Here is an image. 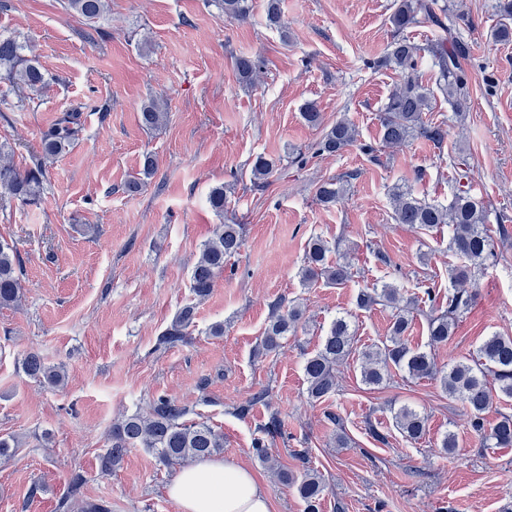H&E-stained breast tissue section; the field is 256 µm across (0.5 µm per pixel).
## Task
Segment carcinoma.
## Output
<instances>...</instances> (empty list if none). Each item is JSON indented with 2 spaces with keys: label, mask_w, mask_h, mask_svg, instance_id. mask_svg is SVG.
<instances>
[{
  "label": "carcinoma",
  "mask_w": 512,
  "mask_h": 512,
  "mask_svg": "<svg viewBox=\"0 0 512 512\" xmlns=\"http://www.w3.org/2000/svg\"><path fill=\"white\" fill-rule=\"evenodd\" d=\"M224 16L244 19L249 13L248 0H223ZM438 0H399L390 18L396 36L387 47L382 64L397 71L401 80L391 91L381 115L382 141L386 145L402 146L414 137H423L435 146L442 147L448 138V124L424 121L423 114L432 108L433 93L419 82L416 72L419 62L429 55L437 67L438 89L448 102L460 107L466 100L468 81L461 65L466 56L462 43L453 36L448 43L421 47L402 36V32L420 18L430 19L441 25L436 13ZM107 0H67V8L92 22L107 10ZM503 22L496 29L501 41L512 40V0L499 5ZM239 77L251 84L260 70L259 61L239 56L235 60ZM0 79L13 89H27L38 95L48 85V79L38 61L29 55L26 42L15 37H0ZM82 112L77 109L58 113L53 123L41 133L43 154L55 157L79 139L83 130ZM168 117L162 105L151 99L140 109L143 126L156 129ZM359 133L354 123L339 120L326 130L315 145L318 155H335L357 143ZM45 168L40 162L19 168L11 161H0V192L23 206H38L41 201ZM343 178L322 182L316 192L324 205L336 202L343 195ZM390 203L398 224H410L428 231L442 224L448 225V250L458 262L448 269L451 281L464 284L484 270L492 257L493 246L485 228L486 208L468 189L459 190L452 202L442 207L418 197L412 188H394ZM242 246V227L239 224H220L214 235L201 249L191 273V290L198 299L207 297L217 278L224 272V261ZM332 252L328 243L316 237L307 244L304 264L299 272L303 284L323 280L330 285H342L350 277L345 262L328 261ZM23 267L17 252L0 241V308L20 306ZM472 293L460 288L448 291V302L437 303L433 290L423 292L424 307L419 312L427 322L428 345H446L452 338L455 326L469 308ZM357 306L368 310L377 305L392 309L390 336L381 344L356 352L350 315L339 314L331 323L319 348L304 362V375L309 398L321 400L336 391L338 367L357 353L361 356V381L367 386L381 385L398 370L412 379H439L443 391L450 397H462L470 411L471 430L481 439L485 448L512 447V416L500 414L496 423L487 424L484 414L495 401L512 398V336L493 333L477 346L474 355L448 363V369L437 368L431 352L411 345L408 334L412 327L416 300H403L402 292L390 283L372 285L360 290ZM302 318L299 305L280 300L272 306L269 323L260 346L266 352L276 350L281 341L295 333ZM195 319V307L184 306L158 337V346L167 349L187 344L191 340L190 328ZM22 371L30 378L54 388L65 381L63 367L47 364L33 351L21 360ZM189 408L166 396L160 395L149 402L143 412L125 415L114 422L107 433L108 448L100 456V469L110 473L118 469L126 455L134 448H144L154 454L159 464L171 468L189 461H201L224 451V435L205 422L187 419ZM394 423L399 433L408 440L417 441L426 433L427 418L416 410L402 406L394 413ZM282 435L279 413H269L259 428L254 450L258 459L270 461L269 447ZM304 464L301 480L286 471L279 472L284 483H297L298 494L305 504V512H319L325 492L324 478L307 467V458L298 454ZM86 478L76 473L70 481L69 496L59 504L61 512H69L72 503L80 502V512H112L108 500H79Z\"/></svg>",
  "instance_id": "1"
}]
</instances>
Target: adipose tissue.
<instances>
[{"instance_id":"obj_1","label":"adipose tissue","mask_w":512,"mask_h":512,"mask_svg":"<svg viewBox=\"0 0 512 512\" xmlns=\"http://www.w3.org/2000/svg\"><path fill=\"white\" fill-rule=\"evenodd\" d=\"M169 495L180 512H271L268 489L233 459H208L184 468Z\"/></svg>"}]
</instances>
